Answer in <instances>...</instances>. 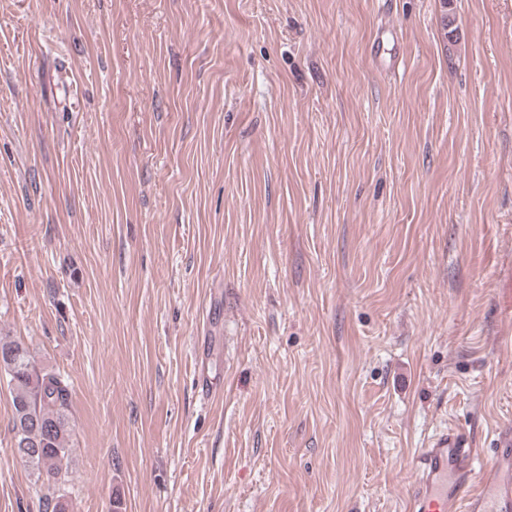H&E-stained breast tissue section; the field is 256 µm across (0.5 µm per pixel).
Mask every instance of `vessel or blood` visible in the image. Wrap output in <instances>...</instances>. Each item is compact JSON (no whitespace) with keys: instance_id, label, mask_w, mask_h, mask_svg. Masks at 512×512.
I'll return each instance as SVG.
<instances>
[{"instance_id":"b4317fda","label":"vessel or blood","mask_w":512,"mask_h":512,"mask_svg":"<svg viewBox=\"0 0 512 512\" xmlns=\"http://www.w3.org/2000/svg\"><path fill=\"white\" fill-rule=\"evenodd\" d=\"M417 481L407 512H512V433L501 435L489 465L456 429L440 431L417 449Z\"/></svg>"}]
</instances>
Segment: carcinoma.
<instances>
[{
    "instance_id": "obj_1",
    "label": "carcinoma",
    "mask_w": 512,
    "mask_h": 512,
    "mask_svg": "<svg viewBox=\"0 0 512 512\" xmlns=\"http://www.w3.org/2000/svg\"><path fill=\"white\" fill-rule=\"evenodd\" d=\"M0 372L8 377L18 456L47 485L52 512H65L60 487L70 480L71 389L61 375L40 369L29 348L0 336Z\"/></svg>"
}]
</instances>
